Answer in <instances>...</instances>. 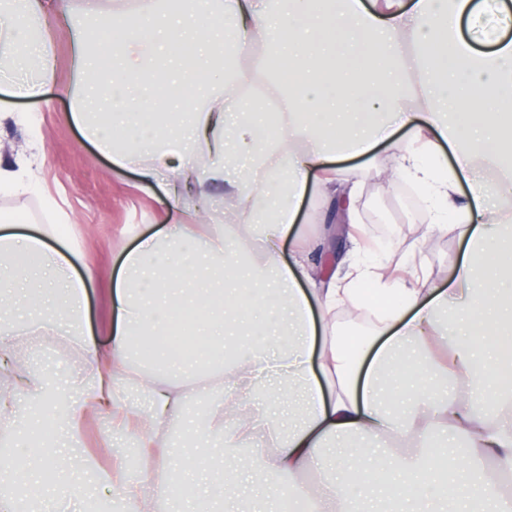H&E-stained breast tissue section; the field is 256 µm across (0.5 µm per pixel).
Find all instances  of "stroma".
<instances>
[{"instance_id":"obj_1","label":"stroma","mask_w":512,"mask_h":512,"mask_svg":"<svg viewBox=\"0 0 512 512\" xmlns=\"http://www.w3.org/2000/svg\"><path fill=\"white\" fill-rule=\"evenodd\" d=\"M54 35L56 84L41 99L0 105V110L16 114L15 120L0 125V153L20 156L22 180L0 190V212L22 215L27 231L42 234L48 242L72 244L77 272L92 268L82 330L107 345L112 340L110 286L120 259L164 224L166 214L156 201L159 186L143 189L134 171L113 167L72 122L74 99L61 92L72 82L70 31L59 25ZM406 137L402 129L368 155L340 159L338 168L361 179L355 224H343L318 198L305 196L282 257L290 258L314 240L331 244L344 238L353 260L388 277L389 287L418 276L447 285L464 257L466 240L457 224L436 226L429 223L426 210L407 212L404 184L390 175L406 148ZM10 342L14 356L38 363L62 381H70L84 367L71 336L56 337L49 346L31 345L21 336Z\"/></svg>"}]
</instances>
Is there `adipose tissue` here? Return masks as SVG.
<instances>
[{"label":"adipose tissue","mask_w":512,"mask_h":512,"mask_svg":"<svg viewBox=\"0 0 512 512\" xmlns=\"http://www.w3.org/2000/svg\"><path fill=\"white\" fill-rule=\"evenodd\" d=\"M78 2L100 24L71 28L73 85L85 94L72 119L113 165L137 164L143 184L162 186L169 223L121 259L111 348L79 339L85 378L75 404L58 405L66 389L40 368L17 370L0 339V374L41 405L23 415L13 396H0L13 443L32 449L0 461V512H18L32 479L56 499L110 485L120 512H145L151 491L211 512L212 499L244 492L256 467L276 477L333 473L313 488L280 487L269 512L300 498L307 512H348L351 486L377 483L393 512H431L445 495L512 512V498L473 465L492 454L512 476V291L496 287L512 281V39L481 49L463 32L486 0H189L185 9L169 0H0V94L36 99L55 83L47 16H72ZM106 23L119 37L103 72L96 47ZM246 42L263 55L220 76ZM273 59L291 71L277 112L242 93L272 81ZM397 124L408 150L396 176L468 227V256L447 288L390 290L356 263L324 277L301 253L282 260L306 192L352 221L359 183L332 163L369 153ZM208 184L223 187L239 223L197 231ZM17 221L0 214V275L13 288L0 296V319L22 302L43 317L31 334L81 322L86 281L69 251L13 231ZM488 224L504 232L492 251ZM32 268L40 287L29 285ZM340 306L375 310L390 329L360 376L352 360L363 338L337 332ZM177 310L205 353L167 345ZM193 392L206 401L198 414L187 407ZM92 407L121 408L122 436L138 437L147 455L171 456L161 479L116 484L86 458L38 448L46 428L77 443ZM437 432L468 438L470 462L426 454L384 474L341 451L355 435L388 444ZM217 446L252 455L221 463L210 453Z\"/></svg>","instance_id":"obj_1"}]
</instances>
